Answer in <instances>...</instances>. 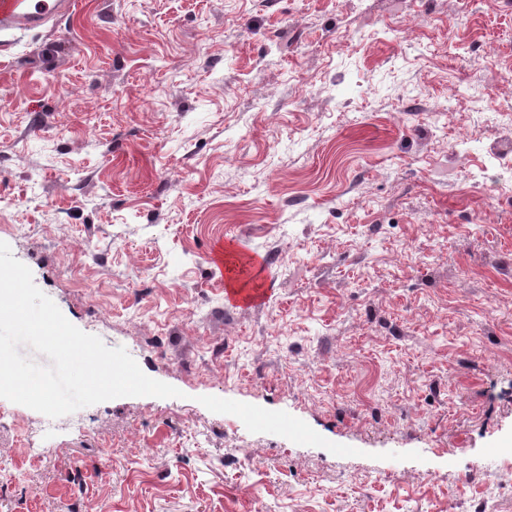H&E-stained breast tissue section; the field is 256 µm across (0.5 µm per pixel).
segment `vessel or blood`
I'll use <instances>...</instances> for the list:
<instances>
[{
  "label": "vessel or blood",
  "mask_w": 512,
  "mask_h": 512,
  "mask_svg": "<svg viewBox=\"0 0 512 512\" xmlns=\"http://www.w3.org/2000/svg\"><path fill=\"white\" fill-rule=\"evenodd\" d=\"M75 7L76 0H0V51L8 50L18 35L62 22ZM225 298L232 306L249 308L261 304L264 294L229 288Z\"/></svg>",
  "instance_id": "obj_1"
}]
</instances>
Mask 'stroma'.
Masks as SVG:
<instances>
[{
    "instance_id": "35a3bbf8",
    "label": "stroma",
    "mask_w": 512,
    "mask_h": 512,
    "mask_svg": "<svg viewBox=\"0 0 512 512\" xmlns=\"http://www.w3.org/2000/svg\"><path fill=\"white\" fill-rule=\"evenodd\" d=\"M509 105L512 0H76L19 36L0 241L181 395L0 398V512H512ZM225 299L232 306L249 308L261 304L264 301V293L258 289L245 292L243 289L226 288Z\"/></svg>"
}]
</instances>
